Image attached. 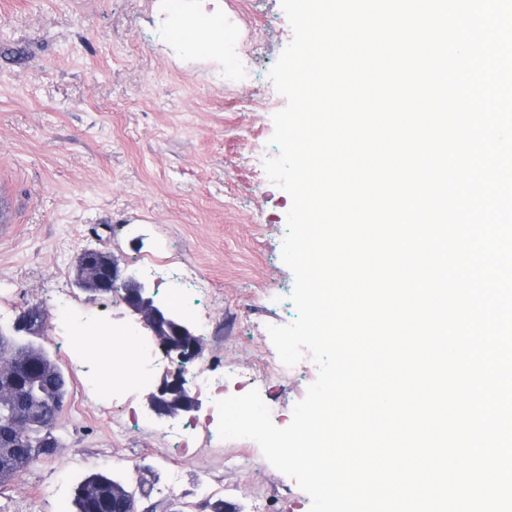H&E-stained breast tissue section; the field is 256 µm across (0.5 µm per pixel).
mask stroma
<instances>
[{
  "instance_id": "1",
  "label": "stroma",
  "mask_w": 512,
  "mask_h": 512,
  "mask_svg": "<svg viewBox=\"0 0 512 512\" xmlns=\"http://www.w3.org/2000/svg\"><path fill=\"white\" fill-rule=\"evenodd\" d=\"M190 13L233 12L237 28L208 56L164 20L158 0H0V331L40 308L35 342L61 367L69 393L60 446L0 486V512H73L76 486L104 473L144 481L145 512H210L212 497L242 512H309L295 481L260 447L236 456L218 431L217 398L159 419L146 397L169 366L161 352L147 380L113 385L102 357L75 336L133 317L112 294L75 284L86 249L137 275L153 257L181 274L195 317L208 321L201 355L224 390H258L273 424L286 427L311 383H250L275 355L267 331L297 318L294 275L281 252L290 196L267 177L272 116L283 109L270 73L292 40L281 0H187ZM191 436L189 448L170 429Z\"/></svg>"
}]
</instances>
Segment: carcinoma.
I'll use <instances>...</instances> for the list:
<instances>
[{"label": "carcinoma", "instance_id": "obj_1", "mask_svg": "<svg viewBox=\"0 0 512 512\" xmlns=\"http://www.w3.org/2000/svg\"><path fill=\"white\" fill-rule=\"evenodd\" d=\"M20 351L27 367L10 376H0V387L14 391V405L19 411L34 409L48 425L29 426L26 442L0 439V484L18 479L42 457L55 453L53 448H39L41 431L55 424L68 393V380L61 369L41 348L0 331V359L7 351ZM125 486L103 474L95 473L81 481L75 489L76 512H120L124 507Z\"/></svg>", "mask_w": 512, "mask_h": 512}]
</instances>
